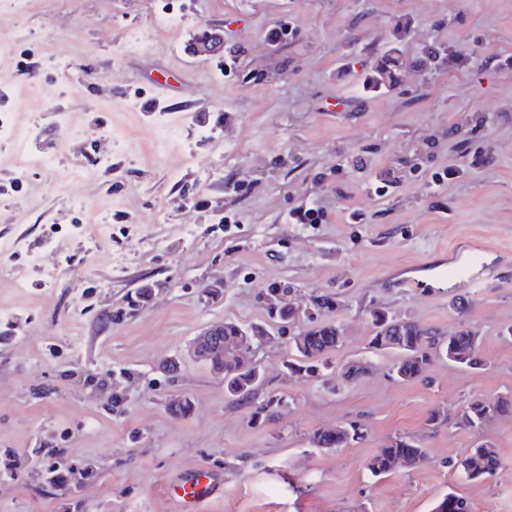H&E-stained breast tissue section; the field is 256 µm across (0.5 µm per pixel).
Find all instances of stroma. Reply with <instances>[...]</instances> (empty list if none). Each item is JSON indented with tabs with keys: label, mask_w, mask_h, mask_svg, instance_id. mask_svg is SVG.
<instances>
[{
	"label": "stroma",
	"mask_w": 512,
	"mask_h": 512,
	"mask_svg": "<svg viewBox=\"0 0 512 512\" xmlns=\"http://www.w3.org/2000/svg\"><path fill=\"white\" fill-rule=\"evenodd\" d=\"M210 26L223 56L190 54ZM0 37V512H179L170 487L199 467L222 491L197 512H436L450 493L512 512V413L457 419L512 395V261L475 295L422 268L471 244L512 253V0H0ZM439 44L473 65H424ZM301 206L325 223H292ZM376 310L472 326L484 367L436 355L396 383ZM227 321L273 337L250 403L187 355ZM316 323L344 332L331 362L369 372L289 373L290 338ZM336 425L358 438L313 446ZM398 438L428 461L371 476ZM486 440L492 477L450 467ZM49 448L81 490L50 480ZM502 406L504 407L500 408L498 402L492 406L491 402L483 399L470 400L463 406L459 414V423L465 427L474 428L482 424L493 409L494 411L491 413H497L495 410H500L501 413H512V408H509L506 401H503Z\"/></svg>",
	"instance_id": "stroma-1"
}]
</instances>
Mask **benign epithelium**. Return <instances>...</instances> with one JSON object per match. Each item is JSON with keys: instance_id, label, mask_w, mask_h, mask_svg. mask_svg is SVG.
Masks as SVG:
<instances>
[{"instance_id": "7a95c632", "label": "benign epithelium", "mask_w": 512, "mask_h": 512, "mask_svg": "<svg viewBox=\"0 0 512 512\" xmlns=\"http://www.w3.org/2000/svg\"><path fill=\"white\" fill-rule=\"evenodd\" d=\"M189 51L196 56H220L224 54V35L219 29L205 30L190 42ZM269 340L268 333L260 328H242L228 335L224 332V324L220 323L197 336L190 344L188 354L221 379L227 362L249 369L257 382L261 380L262 372L253 360V353Z\"/></svg>"}]
</instances>
